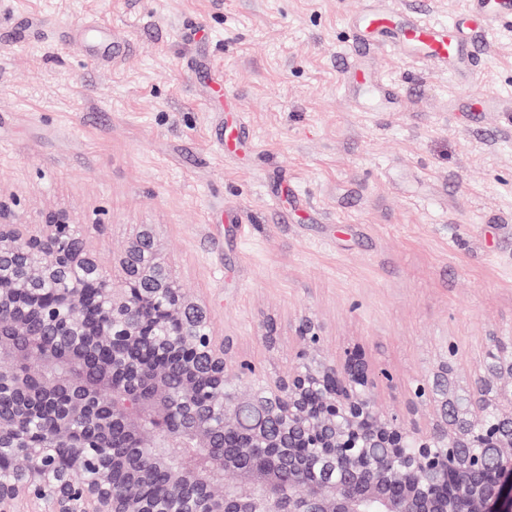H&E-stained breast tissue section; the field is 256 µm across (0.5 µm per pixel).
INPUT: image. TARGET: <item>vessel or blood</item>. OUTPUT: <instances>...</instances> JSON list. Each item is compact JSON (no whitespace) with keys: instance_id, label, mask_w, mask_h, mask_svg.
<instances>
[{"instance_id":"b4317fda","label":"vessel or blood","mask_w":512,"mask_h":512,"mask_svg":"<svg viewBox=\"0 0 512 512\" xmlns=\"http://www.w3.org/2000/svg\"><path fill=\"white\" fill-rule=\"evenodd\" d=\"M504 18H512V0H470L467 15L449 24L429 20L421 12L400 10L393 0H381L360 17L350 52L358 55L366 49L400 45L425 65L465 73L473 65L476 47L489 41L495 24ZM74 42L88 57L101 62L127 49L126 44L113 41L110 25L102 22L75 37ZM356 80L374 91L371 111L395 112L401 108L399 95L376 85L368 71H358ZM458 109L468 117L489 110L512 112V99L469 96L460 101Z\"/></svg>"}]
</instances>
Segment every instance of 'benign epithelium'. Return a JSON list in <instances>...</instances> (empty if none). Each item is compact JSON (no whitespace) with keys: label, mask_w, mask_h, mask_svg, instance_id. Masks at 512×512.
<instances>
[{"label":"benign epithelium","mask_w":512,"mask_h":512,"mask_svg":"<svg viewBox=\"0 0 512 512\" xmlns=\"http://www.w3.org/2000/svg\"><path fill=\"white\" fill-rule=\"evenodd\" d=\"M91 227L0 199V512H512L511 331L466 385L447 345L409 404L430 409L423 428L382 414L390 373L360 346L322 356L308 319L296 366L241 390L255 367L232 363L150 228L109 266Z\"/></svg>","instance_id":"1"}]
</instances>
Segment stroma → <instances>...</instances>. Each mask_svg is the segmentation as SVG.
<instances>
[{
    "mask_svg": "<svg viewBox=\"0 0 512 512\" xmlns=\"http://www.w3.org/2000/svg\"><path fill=\"white\" fill-rule=\"evenodd\" d=\"M368 6L0 0V27L37 20L22 43L0 36V198L104 225L105 262L148 225L258 373L294 367L308 319L326 356L359 345L391 374L381 412L404 411L446 341L469 382L486 338L512 329V114L473 121L457 103L512 98V20L454 75L395 48L350 56ZM99 20L129 44L115 63L63 37ZM354 68L396 87L401 111H364ZM242 129L253 150L223 151Z\"/></svg>",
    "mask_w": 512,
    "mask_h": 512,
    "instance_id": "35a3bbf8",
    "label": "stroma"
}]
</instances>
